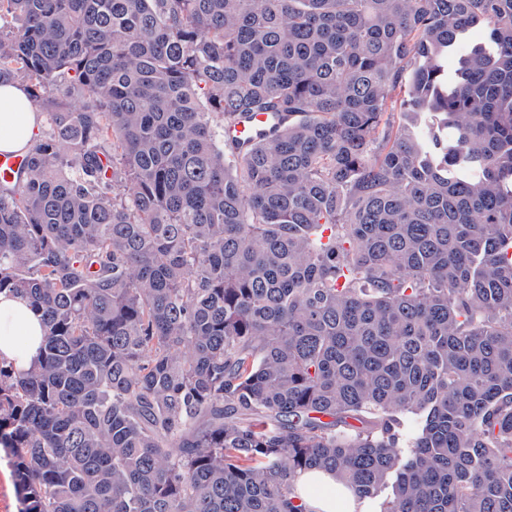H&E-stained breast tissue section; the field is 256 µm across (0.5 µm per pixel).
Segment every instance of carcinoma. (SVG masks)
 Listing matches in <instances>:
<instances>
[{
  "instance_id": "1",
  "label": "carcinoma",
  "mask_w": 512,
  "mask_h": 512,
  "mask_svg": "<svg viewBox=\"0 0 512 512\" xmlns=\"http://www.w3.org/2000/svg\"><path fill=\"white\" fill-rule=\"evenodd\" d=\"M8 81L21 512H512V0H0ZM24 88L19 82L0 85V152L22 149L42 133L43 115ZM43 336L42 321L25 300L0 294V362L15 371L28 370L40 354ZM18 337L25 344L23 351L15 348ZM312 484L322 487L323 492L307 495L305 489ZM298 486L308 512H356L358 510L350 491L338 483L336 477L329 472H305L299 477ZM341 491L347 498V505L340 496Z\"/></svg>"
}]
</instances>
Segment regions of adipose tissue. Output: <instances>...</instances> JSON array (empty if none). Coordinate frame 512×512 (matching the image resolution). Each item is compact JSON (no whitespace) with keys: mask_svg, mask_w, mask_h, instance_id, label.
<instances>
[{"mask_svg":"<svg viewBox=\"0 0 512 512\" xmlns=\"http://www.w3.org/2000/svg\"><path fill=\"white\" fill-rule=\"evenodd\" d=\"M43 116L35 111L23 85H0V152L22 149L38 139ZM43 324L22 298L0 294V362L16 371L28 370L43 344ZM299 488L305 489L307 512H357L355 500H342V486L325 471L301 474Z\"/></svg>","mask_w":512,"mask_h":512,"instance_id":"1","label":"adipose tissue"}]
</instances>
